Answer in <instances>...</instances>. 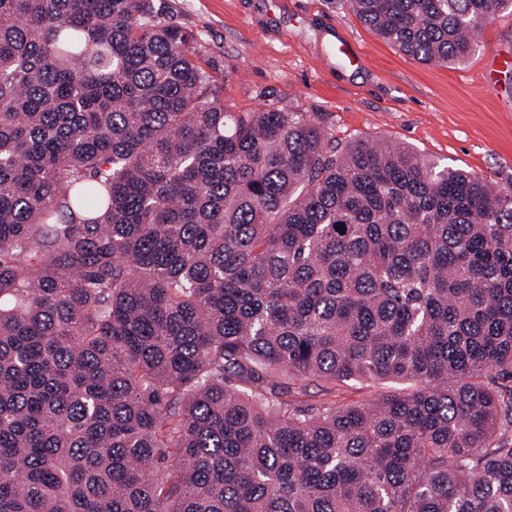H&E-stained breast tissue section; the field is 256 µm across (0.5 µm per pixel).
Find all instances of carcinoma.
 Returning a JSON list of instances; mask_svg holds the SVG:
<instances>
[{"label": "carcinoma", "instance_id": "obj_1", "mask_svg": "<svg viewBox=\"0 0 512 512\" xmlns=\"http://www.w3.org/2000/svg\"><path fill=\"white\" fill-rule=\"evenodd\" d=\"M348 5L443 65L512 12ZM192 42L0 0V512H512V180L229 112ZM365 383L348 382L336 386V401L341 404L364 403L375 396L376 392L391 390L389 386L377 385L374 388H367Z\"/></svg>", "mask_w": 512, "mask_h": 512}]
</instances>
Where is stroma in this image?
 Wrapping results in <instances>:
<instances>
[{
    "mask_svg": "<svg viewBox=\"0 0 512 512\" xmlns=\"http://www.w3.org/2000/svg\"><path fill=\"white\" fill-rule=\"evenodd\" d=\"M192 32L230 112L278 98L337 143L412 145L422 156L504 184L512 180V14L486 21L458 66L402 54L346 0H155ZM360 57L349 63L338 51Z\"/></svg>",
    "mask_w": 512,
    "mask_h": 512,
    "instance_id": "stroma-1",
    "label": "stroma"
}]
</instances>
